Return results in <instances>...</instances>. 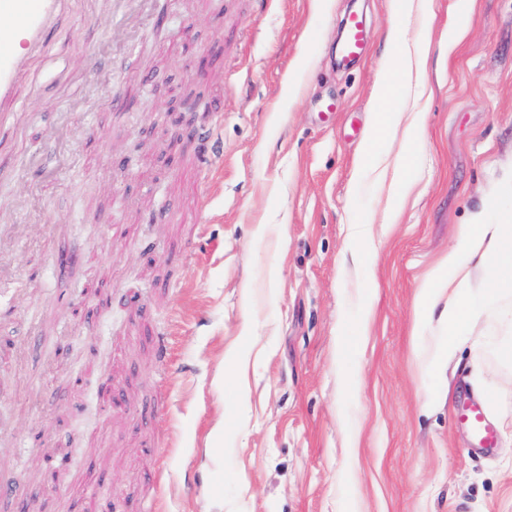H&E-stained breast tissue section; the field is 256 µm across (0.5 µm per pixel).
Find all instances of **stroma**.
Segmentation results:
<instances>
[{"instance_id":"35a3bbf8","label":"stroma","mask_w":512,"mask_h":512,"mask_svg":"<svg viewBox=\"0 0 512 512\" xmlns=\"http://www.w3.org/2000/svg\"><path fill=\"white\" fill-rule=\"evenodd\" d=\"M429 2L403 18L396 0H155L133 65L111 15L57 16L23 78L38 98L0 125L31 156L77 130L62 159L0 177V225L30 234L12 258L28 293L0 292V381L15 386L0 412L16 424L0 480L32 512H72L79 487L108 512H512V283L487 299L457 371L417 365L411 336L422 276L461 225L479 211L512 225V0ZM353 11L370 41L346 66L336 42ZM400 25L428 54L427 121L391 225L361 135ZM210 126L224 162L199 190L191 136ZM365 222L370 257L355 266L345 239ZM73 251L83 261L58 278L52 255ZM108 380L123 408L106 406ZM466 398L486 401L495 447L457 422Z\"/></svg>"}]
</instances>
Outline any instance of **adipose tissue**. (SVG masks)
Here are the masks:
<instances>
[{
	"mask_svg": "<svg viewBox=\"0 0 512 512\" xmlns=\"http://www.w3.org/2000/svg\"><path fill=\"white\" fill-rule=\"evenodd\" d=\"M425 59L420 52H405L399 66L383 74L375 96L379 107L372 112L363 141L362 155L367 167L378 181L390 184L393 207L389 209L390 223H397L398 202L412 189L403 173L408 166L409 147H402L396 156L383 153L380 146L394 139L398 130L406 134L420 133L426 114L394 112L388 104L404 90L420 86ZM484 272L482 286L495 292L505 281L512 279V226L487 224L474 217L460 231L456 245L425 275L414 298V334L440 318L443 329L434 337L429 349L419 357L431 368L459 363V354L469 340L478 315V297L473 291L475 272Z\"/></svg>",
	"mask_w": 512,
	"mask_h": 512,
	"instance_id": "adipose-tissue-1",
	"label": "adipose tissue"
}]
</instances>
